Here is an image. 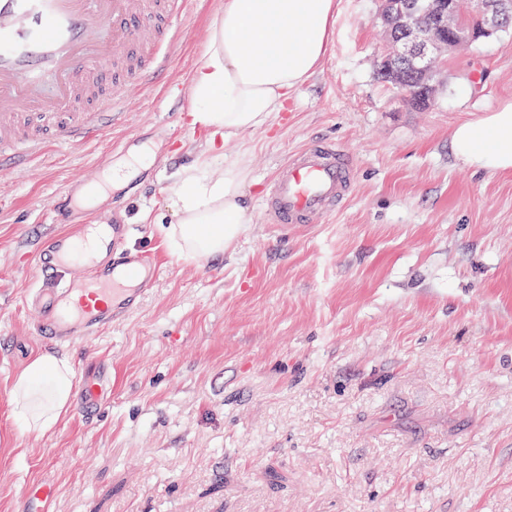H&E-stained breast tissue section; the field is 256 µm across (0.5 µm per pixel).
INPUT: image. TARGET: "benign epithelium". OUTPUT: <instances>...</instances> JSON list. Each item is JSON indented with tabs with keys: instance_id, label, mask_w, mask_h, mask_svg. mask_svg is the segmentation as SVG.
I'll return each instance as SVG.
<instances>
[{
	"instance_id": "1",
	"label": "benign epithelium",
	"mask_w": 512,
	"mask_h": 512,
	"mask_svg": "<svg viewBox=\"0 0 512 512\" xmlns=\"http://www.w3.org/2000/svg\"><path fill=\"white\" fill-rule=\"evenodd\" d=\"M423 9L424 5L418 0H380L382 18H393L398 25L391 50L384 55L390 75L396 82L404 85L408 75L414 74L429 91L432 87L428 80L433 78L442 45L471 43L476 36L492 28H501L512 14L506 8L482 10L480 26L470 28L455 22L450 3L439 0L429 6L431 22L425 26L418 21V15Z\"/></svg>"
}]
</instances>
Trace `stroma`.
Wrapping results in <instances>:
<instances>
[{
	"mask_svg": "<svg viewBox=\"0 0 512 512\" xmlns=\"http://www.w3.org/2000/svg\"><path fill=\"white\" fill-rule=\"evenodd\" d=\"M219 0H189L157 82L117 90L124 122L0 171V512L58 484L56 512H512V174L475 170L454 128L512 101V32L444 56L418 111L376 72L378 0H337L317 70L248 148L250 221L217 258L165 238L175 174L204 150L189 79ZM312 140L354 157L353 190L318 224L276 232L259 206L276 164ZM144 198L83 223L136 227L159 278L140 309L80 344L34 336L22 293L59 193L106 159L134 160ZM75 377L112 371L85 419L70 404L38 435L12 387L39 354Z\"/></svg>",
	"mask_w": 512,
	"mask_h": 512,
	"instance_id": "obj_1",
	"label": "stroma"
}]
</instances>
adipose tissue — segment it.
<instances>
[{
  "label": "adipose tissue",
  "instance_id": "obj_1",
  "mask_svg": "<svg viewBox=\"0 0 512 512\" xmlns=\"http://www.w3.org/2000/svg\"><path fill=\"white\" fill-rule=\"evenodd\" d=\"M336 6V0H224L190 77L188 116L207 131L206 149L177 172L166 199L177 218L166 233L183 257L221 256L244 231L249 164L245 153L225 154L224 143L267 127L286 110L327 50ZM451 147L465 165L511 173L512 101L458 125ZM215 160L224 165L218 177L207 173ZM73 376L66 356L33 357L13 384L15 415L30 431L52 430L69 403Z\"/></svg>",
  "mask_w": 512,
  "mask_h": 512
}]
</instances>
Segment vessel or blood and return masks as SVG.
Instances as JSON below:
<instances>
[{
    "label": "vessel or blood",
    "instance_id": "obj_1",
    "mask_svg": "<svg viewBox=\"0 0 512 512\" xmlns=\"http://www.w3.org/2000/svg\"><path fill=\"white\" fill-rule=\"evenodd\" d=\"M175 0H0V162L18 167L47 145L83 144L118 121L120 110L98 81L103 67L121 78L128 51L153 48L140 80L152 84L181 44L184 27ZM353 158L335 142L319 140L281 162L262 200L272 226L316 224L348 199ZM134 227L109 225L100 255L85 259L70 233L38 250L36 286L26 305L36 335L80 343L123 321L154 287L158 269L131 243ZM108 372L85 377L80 408L102 405ZM58 485L50 477L29 484L23 512H54Z\"/></svg>",
    "mask_w": 512,
    "mask_h": 512
}]
</instances>
